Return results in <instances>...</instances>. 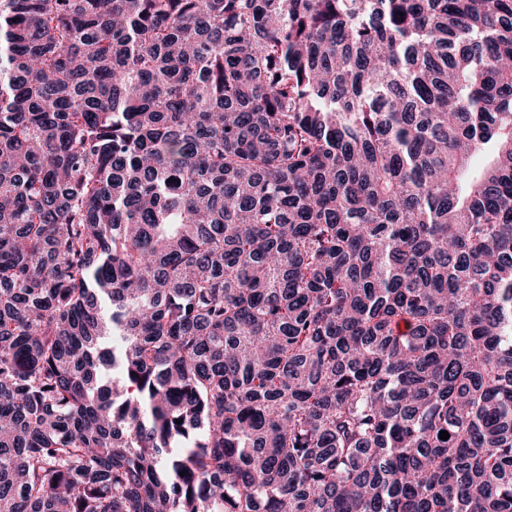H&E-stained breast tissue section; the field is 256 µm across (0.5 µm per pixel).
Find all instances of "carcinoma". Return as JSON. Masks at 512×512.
I'll return each mask as SVG.
<instances>
[{"label":"carcinoma","mask_w":512,"mask_h":512,"mask_svg":"<svg viewBox=\"0 0 512 512\" xmlns=\"http://www.w3.org/2000/svg\"><path fill=\"white\" fill-rule=\"evenodd\" d=\"M0 512H512V0H0Z\"/></svg>","instance_id":"cac0c4a2"}]
</instances>
